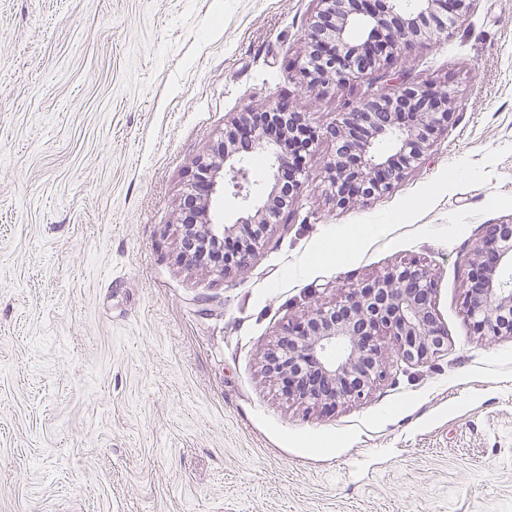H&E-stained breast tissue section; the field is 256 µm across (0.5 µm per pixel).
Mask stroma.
<instances>
[{"label": "stroma", "mask_w": 512, "mask_h": 512, "mask_svg": "<svg viewBox=\"0 0 512 512\" xmlns=\"http://www.w3.org/2000/svg\"><path fill=\"white\" fill-rule=\"evenodd\" d=\"M314 7L0 0V512H512V337L474 330L458 262L512 218V0L394 60L453 101L393 190L336 207L321 139L247 266L178 258L188 185L237 112L284 102L322 132L392 92L298 85ZM410 261L447 351L331 412L267 377L288 323ZM382 230L383 226L380 224H357L348 230L343 239L327 241L314 256V261H336L338 263L348 252L356 248L362 239L377 236Z\"/></svg>", "instance_id": "35a3bbf8"}]
</instances>
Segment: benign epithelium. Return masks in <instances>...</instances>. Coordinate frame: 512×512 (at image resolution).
Wrapping results in <instances>:
<instances>
[{"mask_svg": "<svg viewBox=\"0 0 512 512\" xmlns=\"http://www.w3.org/2000/svg\"><path fill=\"white\" fill-rule=\"evenodd\" d=\"M301 65L305 88L341 85L384 70L400 48L422 38L448 33L444 12L454 22L465 18L471 0H316ZM363 35L352 38V30ZM401 95L416 105L410 112H377L375 103L354 106L325 138L343 144L328 163V174L344 185L333 194L336 206L374 199L399 183L404 165L421 159L433 135L448 126L450 96L430 86L404 82ZM272 111L246 109L233 117L225 139L202 164L188 198L196 201L200 221L184 224L181 260L212 263L225 274L228 266L245 267L270 220L277 187L289 176L288 156L278 143L257 133L262 116ZM385 142L386 152L376 145ZM269 158L274 181L267 196L253 197L244 154ZM229 192L241 206L232 224H215L212 197ZM436 283L429 270L412 261L352 289L344 299L315 310L280 335L265 352L266 371L304 403L335 409L364 398L398 363L422 365L447 348L448 336L436 309ZM468 316L485 337L512 335V220L491 225L469 261L466 284Z\"/></svg>", "mask_w": 512, "mask_h": 512, "instance_id": "7a95c632", "label": "benign epithelium"}]
</instances>
